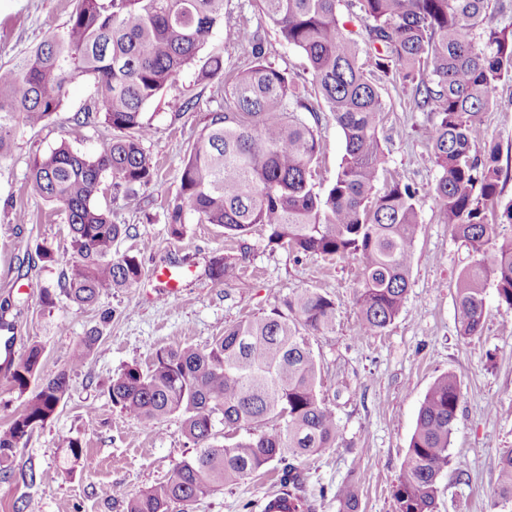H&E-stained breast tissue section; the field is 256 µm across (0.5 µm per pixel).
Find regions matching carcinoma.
Segmentation results:
<instances>
[{
  "mask_svg": "<svg viewBox=\"0 0 512 512\" xmlns=\"http://www.w3.org/2000/svg\"><path fill=\"white\" fill-rule=\"evenodd\" d=\"M282 41L308 61L315 93L342 130L345 148L335 182L315 176L319 140L301 112H314L308 90L266 60L252 32H238L248 63L224 67L212 46L204 77L224 79V98L192 145L179 192L167 210L179 237L186 214L243 238L260 227L269 240L307 256L354 258L361 267L355 296L358 326L377 334L399 315L410 285L419 229V191L396 176L380 181L386 156L380 139L390 85L412 112L432 118L430 160L438 171L434 199L442 223L467 248L470 262L455 281L459 333L483 329L487 289L512 308V199L502 198L499 145L488 140L481 114L499 86L512 80V23L491 0H354L364 24L361 48L339 14L341 0H259ZM225 0H76L66 29L15 63L0 66V159L20 126L37 127L62 106L68 87L90 77L100 109L85 113L110 137L94 156L62 143L35 156L30 184L66 216L70 258L55 288L42 292L45 311L58 294L90 306L142 277L134 256L112 255L128 227L95 204L104 175L126 198L154 181L144 143L151 127L142 111L196 62L224 22ZM212 279L236 276L227 257ZM336 303L306 289L264 317L224 328L206 349L159 348L143 368L127 366L107 392L129 419L155 423L182 415L195 454L178 462L167 482L128 500L126 512H189L199 498L268 467H281L276 498L288 512H313L307 476L296 462L334 447L336 417L322 397L311 337L336 326ZM102 338L93 327L75 343L69 369L38 380L43 348L35 344L10 372L23 409L0 430V470L15 450L56 413L69 390V371L86 366ZM461 398L455 374L434 380L393 485L394 512H435L438 482L451 465L449 446ZM229 430L218 441V426ZM245 430L236 436L233 431ZM71 458L89 462L83 443L63 441ZM339 512H359L356 482L336 491ZM512 503V450L500 460L498 500Z\"/></svg>",
  "mask_w": 512,
  "mask_h": 512,
  "instance_id": "1",
  "label": "carcinoma"
}]
</instances>
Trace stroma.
<instances>
[{
  "label": "stroma",
  "mask_w": 512,
  "mask_h": 512,
  "mask_svg": "<svg viewBox=\"0 0 512 512\" xmlns=\"http://www.w3.org/2000/svg\"><path fill=\"white\" fill-rule=\"evenodd\" d=\"M76 0H0V64L25 56L52 33L63 30ZM259 32L267 59L301 84L311 82L305 56L279 38L258 0H230L224 24L213 41L225 46L224 62L235 66L248 53L233 37L240 27ZM201 63L143 110L153 135L145 144L156 178L138 197L112 194L104 178L96 204L110 212L129 235L112 247L115 255L137 256L141 280L103 293L81 307L59 298L51 312L40 303L54 284L61 261L70 255L64 214L32 192L27 176L34 155L68 144L83 154L97 153L105 130L82 117L97 101L93 80L74 84L61 110L47 125L19 127L6 158L0 159V303L8 302L0 343L11 340L13 359L27 348H43L39 375L47 379L67 368L73 344L85 331L102 326L103 337L89 364L70 375L69 392L44 428L16 450L10 470L0 472V512H126L128 498L165 481L176 463L192 455L179 416L155 424L130 421L113 407L107 387L131 364L147 365L156 348L205 347L226 326L269 314L283 299L311 289L336 302L333 331L312 337L321 365L323 393L336 415L333 448L303 459L307 494L315 512H338L334 493L350 479L359 481L360 512H394L393 485L399 474L420 405L432 382L454 373L461 386L450 451L452 467L438 483L436 512H497L499 462L512 448V309L488 293L480 335L458 333L454 283L469 261L466 248L439 221L433 187L437 171L429 158L431 116L410 112L400 90L386 87L390 105L383 136L391 173L419 191V230L414 244L410 288L398 317L379 334L358 333L354 298L360 267L354 259L324 260L269 243L257 228L243 240L227 239L222 228L188 216L182 236L170 233L169 202L179 191V172L193 143L215 110L220 83L203 78ZM195 106L183 110L186 98ZM320 140L317 180L329 187L344 139L326 105L305 113ZM483 126L499 145L512 197V82L499 90L482 115ZM51 246L59 261H40L36 247ZM231 255L236 277L221 283L208 276L213 257ZM111 313L101 324L102 313ZM0 351V429L21 410L23 399L9 383ZM80 438L91 462H72L61 443ZM35 466L39 478L25 486L21 470ZM274 472L261 471L197 500L191 512H263L277 493Z\"/></svg>",
  "instance_id": "35a3bbf8"
}]
</instances>
